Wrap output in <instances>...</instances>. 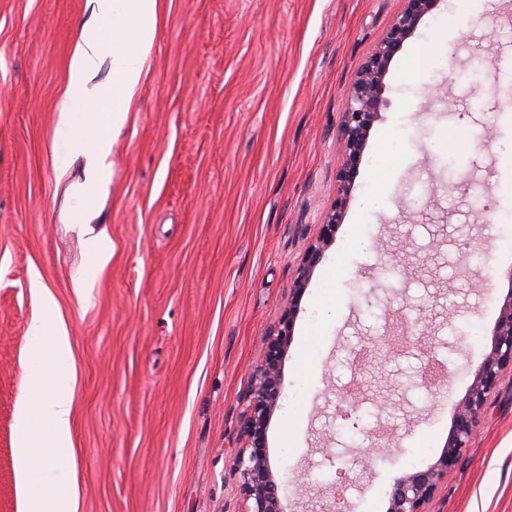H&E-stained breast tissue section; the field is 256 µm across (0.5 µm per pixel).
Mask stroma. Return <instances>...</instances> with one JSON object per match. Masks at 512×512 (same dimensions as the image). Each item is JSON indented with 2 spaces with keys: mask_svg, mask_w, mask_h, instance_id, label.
<instances>
[{
  "mask_svg": "<svg viewBox=\"0 0 512 512\" xmlns=\"http://www.w3.org/2000/svg\"><path fill=\"white\" fill-rule=\"evenodd\" d=\"M401 0H158L146 71L114 135L90 222L70 218L84 157L59 139L92 0H0V512H19L17 413L37 290L71 339L77 512H245V394L270 326L330 207L348 86ZM475 10L471 25L465 11ZM422 47L438 69L410 68ZM450 84L451 102L435 95ZM354 197L300 303L267 431L285 512H386L413 455L434 463L489 349L512 245L488 200L512 142V0H440L390 66ZM400 144L371 169L381 133ZM457 134L449 144V134ZM380 209L361 211L370 193ZM372 245L344 247L351 225ZM337 269L330 320L314 295ZM406 319L417 340L388 353ZM316 361L298 369L304 338ZM443 379L426 385L428 364ZM361 398L340 410L350 386ZM295 425L296 446L284 434ZM429 512H512V370ZM379 142V154L373 167V177L377 181H383L390 176L393 170L399 145L385 132L380 135ZM85 252L92 268L104 266L109 258L110 252L107 246V238L102 233H95L93 229L85 232Z\"/></svg>",
  "mask_w": 512,
  "mask_h": 512,
  "instance_id": "obj_1",
  "label": "stroma"
}]
</instances>
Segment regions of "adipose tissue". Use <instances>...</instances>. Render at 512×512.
<instances>
[{"label":"adipose tissue","instance_id":"ef3b65f1","mask_svg":"<svg viewBox=\"0 0 512 512\" xmlns=\"http://www.w3.org/2000/svg\"><path fill=\"white\" fill-rule=\"evenodd\" d=\"M157 0H93V25L77 42L70 64L59 132L69 151L86 157L88 182L98 186L112 137L124 124L156 35ZM112 81L91 86L102 61Z\"/></svg>","mask_w":512,"mask_h":512}]
</instances>
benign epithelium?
Wrapping results in <instances>:
<instances>
[{
  "mask_svg": "<svg viewBox=\"0 0 512 512\" xmlns=\"http://www.w3.org/2000/svg\"><path fill=\"white\" fill-rule=\"evenodd\" d=\"M438 2L402 0V7L356 71L347 91L339 128L342 162L336 173L334 199L323 216L318 236L309 244L298 266L288 307L267 336L247 393L241 444L233 460L234 469L240 474V494L244 501L252 502L246 512H283L267 451V429L282 390V359L291 342L301 298L316 267L335 241L336 230L353 199L359 163L371 130L388 105L384 93L391 62ZM507 278L509 288L491 330L490 350L476 368L466 395L456 406L439 458L426 468L406 472L395 480L387 512H427V504L467 447L488 395L497 386L501 373L512 368V270L508 271Z\"/></svg>",
  "mask_w": 512,
  "mask_h": 512,
  "instance_id": "1",
  "label": "benign epithelium"
}]
</instances>
